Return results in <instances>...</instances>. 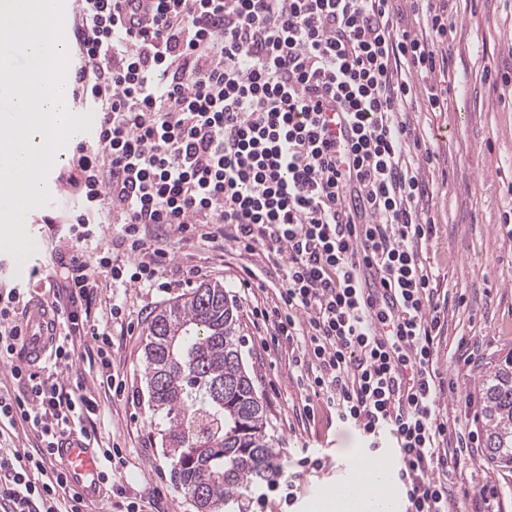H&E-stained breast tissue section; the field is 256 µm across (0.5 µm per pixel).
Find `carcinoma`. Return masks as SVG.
<instances>
[{"label":"carcinoma","instance_id":"1","mask_svg":"<svg viewBox=\"0 0 512 512\" xmlns=\"http://www.w3.org/2000/svg\"><path fill=\"white\" fill-rule=\"evenodd\" d=\"M237 305L221 283L202 282L147 323L145 380L163 422L174 484L196 512H246L253 483L273 475L279 451L236 336ZM491 462L512 468V365L482 385Z\"/></svg>","mask_w":512,"mask_h":512}]
</instances>
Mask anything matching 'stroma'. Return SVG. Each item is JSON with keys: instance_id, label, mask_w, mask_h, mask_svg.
<instances>
[{"instance_id": "1", "label": "stroma", "mask_w": 512, "mask_h": 512, "mask_svg": "<svg viewBox=\"0 0 512 512\" xmlns=\"http://www.w3.org/2000/svg\"><path fill=\"white\" fill-rule=\"evenodd\" d=\"M448 15L454 25L448 108L430 112L421 105L411 117L424 128L432 154L423 168L430 193L423 206L435 228L422 257L430 262L439 297L446 302L437 367L442 376L456 379L461 394L475 396L486 375L512 357V226L504 222L505 212L512 210V84L501 80L512 76V0H448ZM77 204L70 193L31 216L26 229L39 244L40 265L54 267L55 251L68 235L67 217ZM255 264L253 257L224 252L197 236L174 248L157 272L156 287L124 290L99 279L91 316L111 326L112 363L125 390L117 395L100 390L98 374L84 357L59 370L64 379L84 373L100 404L102 431L126 454L130 487L158 492L148 512L194 509L171 480L169 450L149 406L145 327L152 312L204 281L224 284L236 300L242 359L266 406L282 464L295 462L305 448L327 459L323 470L304 475L294 506L282 509L273 497L265 512H311L312 503L347 476L344 449L363 446L359 434L339 425L335 411L325 405H315L311 420L297 417L307 392L296 381L288 350L271 342L254 313L278 303L280 282L265 276L242 286L245 268ZM115 302L124 311L119 320L109 312ZM463 340L475 352L468 364L458 359ZM452 482L454 512H471L472 498L484 484L498 488L500 512H512V469L490 463L484 446L473 449Z\"/></svg>"}]
</instances>
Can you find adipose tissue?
Listing matches in <instances>:
<instances>
[{
	"instance_id": "adipose-tissue-1",
	"label": "adipose tissue",
	"mask_w": 512,
	"mask_h": 512,
	"mask_svg": "<svg viewBox=\"0 0 512 512\" xmlns=\"http://www.w3.org/2000/svg\"><path fill=\"white\" fill-rule=\"evenodd\" d=\"M346 460L354 475L351 489L327 492L315 504L314 512H396L395 496L386 494L388 467L379 459H368L347 449Z\"/></svg>"
}]
</instances>
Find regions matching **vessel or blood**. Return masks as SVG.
Wrapping results in <instances>:
<instances>
[{"instance_id": "b4317fda", "label": "vessel or blood", "mask_w": 512, "mask_h": 512, "mask_svg": "<svg viewBox=\"0 0 512 512\" xmlns=\"http://www.w3.org/2000/svg\"><path fill=\"white\" fill-rule=\"evenodd\" d=\"M322 120L337 149L346 150L353 138V130L343 113L326 112ZM360 266L363 273L361 294L368 309L395 311L393 295L390 290L381 287L368 254H361ZM21 320L26 330L22 357L35 370L45 360L52 343L58 340L59 329L54 325L55 313L51 304L34 299L27 303ZM57 453L73 494L84 503L96 502L104 488L101 480L103 465L97 449L86 439L75 436L63 440Z\"/></svg>"}]
</instances>
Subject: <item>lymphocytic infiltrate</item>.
Returning a JSON list of instances; mask_svg holds the SVG:
<instances>
[{"mask_svg":"<svg viewBox=\"0 0 512 512\" xmlns=\"http://www.w3.org/2000/svg\"><path fill=\"white\" fill-rule=\"evenodd\" d=\"M77 2L72 80L101 114L98 144L76 152L66 179L82 208L57 253L61 334L40 371L17 358L22 292L0 289V356L17 386L0 391V512H83L54 456L75 433L100 449L118 512H143L152 492L127 494L126 458L101 439L95 395L58 369L92 339L101 386L123 392L111 334L90 318L92 289L102 277L152 287L158 265L201 225L204 240L262 253L277 272L280 303L260 315L308 390L303 418L322 401L368 453L395 449L406 512H449L475 419L460 421L446 446L436 367L445 309L421 258L434 230L419 210L432 154L409 117L419 95L434 112L448 104V87L416 84L448 60L446 0H154L137 30L120 0ZM336 106L355 134L348 162L320 123ZM105 208L122 224L126 263L96 244L88 215ZM363 222L411 354L372 343L352 238ZM24 432L31 447L16 444ZM322 466L298 459L284 481L255 489L253 512L273 494L293 505L306 470Z\"/></svg>","mask_w":512,"mask_h":512,"instance_id":"lymphocytic-infiltrate-1","label":"lymphocytic infiltrate"}]
</instances>
